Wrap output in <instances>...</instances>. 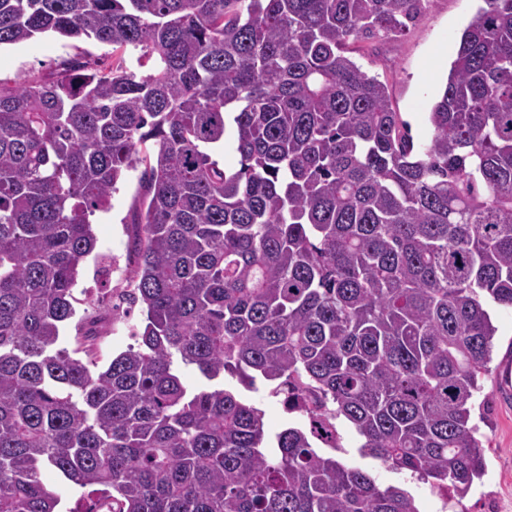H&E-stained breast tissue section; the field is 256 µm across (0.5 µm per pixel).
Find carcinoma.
Returning <instances> with one entry per match:
<instances>
[{"label":"carcinoma","mask_w":512,"mask_h":512,"mask_svg":"<svg viewBox=\"0 0 512 512\" xmlns=\"http://www.w3.org/2000/svg\"><path fill=\"white\" fill-rule=\"evenodd\" d=\"M484 2L417 149L346 45L424 0H0V46L112 48L0 83V512H57L46 468L111 512H419L336 457L341 419L360 455L469 492L487 305L512 309V0ZM230 129L234 172L207 153ZM140 165L143 319L101 367V315L82 358L61 332L90 216ZM227 377L306 424L269 435Z\"/></svg>","instance_id":"cac0c4a2"}]
</instances>
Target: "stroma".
Here are the masks:
<instances>
[{
	"label": "stroma",
	"mask_w": 512,
	"mask_h": 512,
	"mask_svg": "<svg viewBox=\"0 0 512 512\" xmlns=\"http://www.w3.org/2000/svg\"><path fill=\"white\" fill-rule=\"evenodd\" d=\"M483 0H426L419 19L401 34L350 44L351 58L388 87L394 111L408 122L415 144L429 142L433 129L427 109L446 82L456 57L461 32L477 16ZM106 52L91 39L74 40L48 32L25 44L0 47V81L11 84L21 78L52 79L67 61ZM140 173L126 172L107 210L92 216L97 237L95 254L81 263L74 295L77 317H84L90 303L102 301L129 284L128 254L133 227L127 222L140 199ZM140 310L130 317L107 319L100 328L97 355L100 364L133 344L132 328ZM498 328L491 371L483 377L473 401L471 424L485 448L486 471L465 497L442 499L430 485L392 470L379 461L360 457L359 438L346 421L338 429L350 464L368 469L381 485L404 486L414 496L419 512H512V385H504L503 371L512 366V311L494 309Z\"/></svg>",
	"instance_id": "stroma-1"
}]
</instances>
